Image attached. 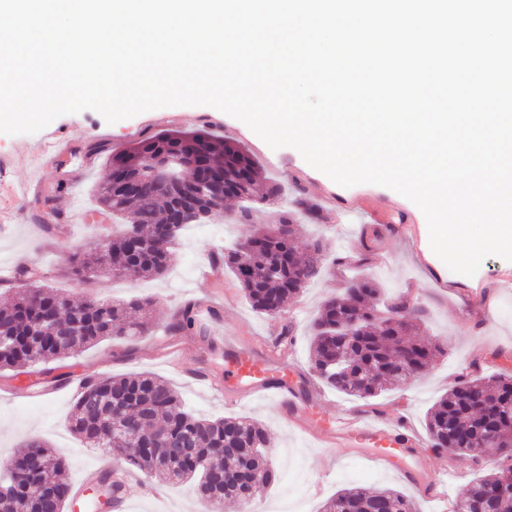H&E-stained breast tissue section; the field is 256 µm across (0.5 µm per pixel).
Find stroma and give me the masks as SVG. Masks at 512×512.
Listing matches in <instances>:
<instances>
[{
  "instance_id": "stroma-1",
  "label": "stroma",
  "mask_w": 512,
  "mask_h": 512,
  "mask_svg": "<svg viewBox=\"0 0 512 512\" xmlns=\"http://www.w3.org/2000/svg\"><path fill=\"white\" fill-rule=\"evenodd\" d=\"M51 126L64 134L68 149L46 160L32 153L41 133H0V159L5 162L0 168V267L27 258L29 265L39 268L44 283L75 302L88 298L116 305L140 302L150 312L151 327L136 342L107 338L69 358L50 361V368L58 374L81 372L89 377L150 373L167 380L199 417L248 416L263 424L279 479L255 499L258 512H322L324 503L341 488L400 490L404 484L395 474L373 469L345 449L317 447L289 428L268 402L239 407L195 387L166 364L164 352L170 345L181 348L187 369L220 378L225 338L249 336L262 342L277 338L287 325L295 330L288 358L301 373H310L311 319L348 280L367 278L381 288L384 299L404 298L422 307L426 312L422 338L440 351L424 374L373 399L350 397L318 384L315 412L330 415L342 408L355 409L370 418L393 419L421 435L427 410L461 374L512 376V287L503 285L512 278V261L487 257L470 277L452 272L437 256L423 258V251L430 248L426 218L396 191L374 184L342 187L310 166L296 149H272L242 121L205 105L153 109L113 124L85 110L61 115ZM198 129L245 146L268 180L288 189L303 185L322 208V220H301L296 245L302 250L311 239H321L328 247L325 269L281 315L254 311L229 271L213 278L200 275L201 265L213 252L231 246L246 231L234 220L238 205L233 201L225 202L223 217L193 225L190 233L181 235L163 277L103 276L82 281L66 272L72 252L112 231V217L99 210L96 198L97 188L111 174L110 155L163 130ZM72 151L87 159L76 171L68 164ZM30 182L40 185V193L13 200L12 186ZM371 206L390 209L392 215L387 222H374L367 212ZM189 298L216 304L220 315L210 331L171 334V316ZM34 380L31 374L0 370V388L16 392L14 399L0 400V463L37 439L60 453L69 481H76L83 469L101 463L107 454L71 431V395L29 400ZM495 466V457L489 455L456 461L454 470L443 474L449 500H457L474 479ZM154 481V476L135 472L127 488L132 512H203L194 482L167 486L168 497L160 502L142 494L143 485Z\"/></svg>"
}]
</instances>
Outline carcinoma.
<instances>
[{
    "label": "carcinoma",
    "mask_w": 512,
    "mask_h": 512,
    "mask_svg": "<svg viewBox=\"0 0 512 512\" xmlns=\"http://www.w3.org/2000/svg\"><path fill=\"white\" fill-rule=\"evenodd\" d=\"M185 154L203 168L182 170V187L191 190L201 174L216 173L215 186L224 197L245 199L251 205L236 216L248 225L243 241L214 254L230 270L244 297L258 313L273 316L286 310L320 273L327 247L319 239L308 245L306 257L296 252L299 218L321 219V207L305 189L297 187L289 209L272 224L249 223L252 204L282 194L278 184L266 185L257 197L255 186L264 182L258 162L239 143L216 139L210 131L165 130L112 157L128 181H137L148 157ZM99 202L114 215L134 221L141 239L138 250L121 232L99 241L93 249L73 254L70 270L80 280L97 273L114 278L129 274L160 277L169 267L179 235L164 239L175 199L148 185L135 192L109 181L99 187ZM18 296L0 306V335L14 346L0 352V370L32 366L69 355L112 336L145 335L149 323L137 316V305L117 307L87 299L73 303L38 283L35 273L20 271ZM381 289L366 278L351 280L329 298L313 320L310 343L312 369L327 385L349 396L370 399L387 386L404 384L429 366L432 351L413 338L424 310L405 303L390 304V314L377 310ZM53 319L63 328L78 327V334L58 342L36 331L40 321ZM176 333L195 332L193 310L185 305L172 319ZM73 432L95 448H104L129 471L153 474L161 480L198 479L204 509L225 499L248 503L274 485L277 469L265 452L263 426L250 418L205 419L189 411L180 395L152 374L91 379L78 395L70 420ZM426 435L433 448L461 458L476 459L495 450L494 472L473 482L458 499L455 512H512V497L499 500L491 492L503 467L512 464V376L498 374L485 380L463 376L437 399L426 415ZM181 440L192 452L180 461L166 462L161 444ZM16 482L10 494L0 495V512H14L15 502L27 501L30 512H64L73 498L65 480V463L41 441L10 459ZM323 512H417L413 499L394 488L367 490L345 487L329 499Z\"/></svg>",
    "instance_id": "obj_1"
}]
</instances>
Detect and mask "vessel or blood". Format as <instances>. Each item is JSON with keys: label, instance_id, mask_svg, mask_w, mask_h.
<instances>
[{"label": "vessel or blood", "instance_id": "1", "mask_svg": "<svg viewBox=\"0 0 512 512\" xmlns=\"http://www.w3.org/2000/svg\"><path fill=\"white\" fill-rule=\"evenodd\" d=\"M83 375L74 374L60 384L37 391V398L79 392ZM224 393L242 403L261 397L276 407L289 427L318 441L325 448H345L354 457L395 472L416 494L432 501L445 498L443 484L424 448V439L415 433L377 419L367 420L353 411L313 417L312 391L301 384L287 354L272 357L235 340L224 342Z\"/></svg>", "mask_w": 512, "mask_h": 512}]
</instances>
